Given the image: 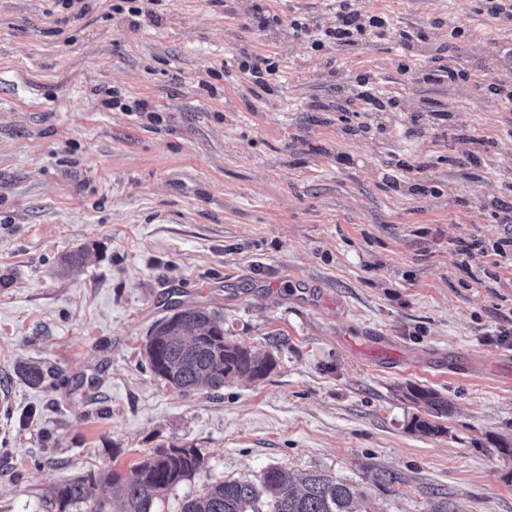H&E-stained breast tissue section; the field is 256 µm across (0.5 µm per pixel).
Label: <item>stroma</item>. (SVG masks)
Masks as SVG:
<instances>
[{
	"label": "stroma",
	"instance_id": "stroma-1",
	"mask_svg": "<svg viewBox=\"0 0 512 512\" xmlns=\"http://www.w3.org/2000/svg\"><path fill=\"white\" fill-rule=\"evenodd\" d=\"M406 2L352 0L385 26L317 47L334 0H0V512L170 446L205 464L155 512L272 466L360 512H512V266L487 257L512 240V21ZM182 305L273 370L167 386L143 345ZM410 383L451 402L442 434Z\"/></svg>",
	"mask_w": 512,
	"mask_h": 512
}]
</instances>
